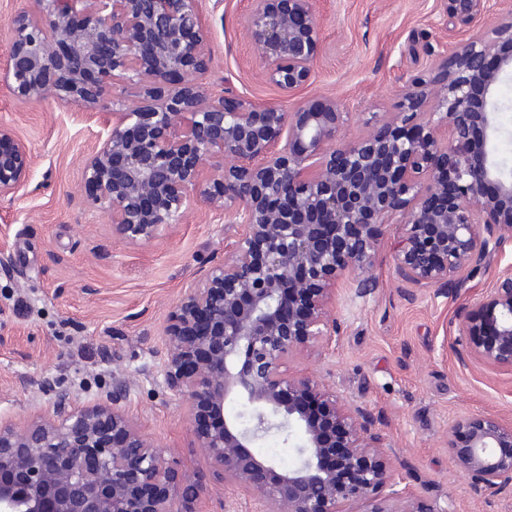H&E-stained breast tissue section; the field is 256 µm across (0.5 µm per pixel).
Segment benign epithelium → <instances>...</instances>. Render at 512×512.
I'll list each match as a JSON object with an SVG mask.
<instances>
[{
  "instance_id": "7a95c632",
  "label": "benign epithelium",
  "mask_w": 512,
  "mask_h": 512,
  "mask_svg": "<svg viewBox=\"0 0 512 512\" xmlns=\"http://www.w3.org/2000/svg\"><path fill=\"white\" fill-rule=\"evenodd\" d=\"M204 0H35L10 20L0 82L22 104L61 101L102 116L84 159L87 204L112 231L148 247L206 210L235 226L224 260L176 302L159 351L164 383L182 398L194 447L254 512H447L400 487L374 417L323 383L289 371L335 338L340 284L370 293L385 231L412 288L442 292L512 246V177L497 156L494 90L512 73V11L456 44L426 79L401 90L396 114L372 113L340 138L347 112L332 97L243 103L202 81L212 61ZM496 0H446L448 36ZM243 30L286 95L306 88L321 37L315 0H257ZM125 96H114L115 87ZM32 156L0 122V198L27 182ZM456 331L471 357L512 371V271ZM243 398L253 425L224 416ZM56 395L19 425L0 417V512H197L195 473L178 470L124 406ZM290 427L299 463L277 471L255 442ZM457 467L485 487L512 483V423L458 416L448 431Z\"/></svg>"
}]
</instances>
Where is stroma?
<instances>
[{
  "mask_svg": "<svg viewBox=\"0 0 512 512\" xmlns=\"http://www.w3.org/2000/svg\"><path fill=\"white\" fill-rule=\"evenodd\" d=\"M256 0H206L213 63L203 80L243 102H279L242 24ZM322 46L306 97H335L349 114L343 137L365 131L370 112H392L404 80L428 77L448 42L444 0H316ZM0 119L29 147L25 187L0 198V416L21 424L51 394L104 399L125 381V406L177 468L195 472L198 512H250L194 448L181 399L167 389L156 355L185 287L224 258L232 225L208 212L152 246L138 248L86 204L83 160L98 144V114L53 101L21 104L0 85ZM394 239L376 258L371 294L339 293L338 335L326 355L297 366L341 401L377 419L403 486L453 512H512V485L485 489L464 477L448 450L460 414L512 421V372L468 356L458 319L502 273L512 250L492 256L452 295H410L395 273ZM297 428L263 437L255 454L294 467Z\"/></svg>",
  "mask_w": 512,
  "mask_h": 512,
  "instance_id": "1",
  "label": "stroma"
}]
</instances>
